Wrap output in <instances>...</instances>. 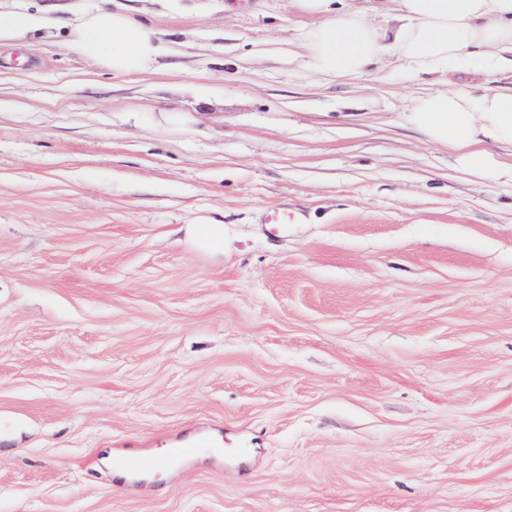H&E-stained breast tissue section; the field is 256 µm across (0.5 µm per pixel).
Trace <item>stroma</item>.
Returning <instances> with one entry per match:
<instances>
[{
    "label": "stroma",
    "instance_id": "obj_1",
    "mask_svg": "<svg viewBox=\"0 0 512 512\" xmlns=\"http://www.w3.org/2000/svg\"><path fill=\"white\" fill-rule=\"evenodd\" d=\"M112 2L156 72L0 41V512H512V183L425 79L303 68L289 0ZM185 238L194 248L212 256L224 254V226L203 219L197 224H186Z\"/></svg>",
    "mask_w": 512,
    "mask_h": 512
}]
</instances>
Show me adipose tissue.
I'll return each mask as SVG.
<instances>
[{
	"label": "adipose tissue",
	"instance_id": "adipose-tissue-1",
	"mask_svg": "<svg viewBox=\"0 0 512 512\" xmlns=\"http://www.w3.org/2000/svg\"><path fill=\"white\" fill-rule=\"evenodd\" d=\"M289 6L316 18L304 34L303 64L326 79L361 76L388 57L416 76L512 73V0H389L380 23L342 0H289ZM66 43L116 76L151 72L165 51L152 24L106 7L82 11ZM405 120L454 152L464 172L512 181V88L477 95L462 85L428 93Z\"/></svg>",
	"mask_w": 512,
	"mask_h": 512
}]
</instances>
